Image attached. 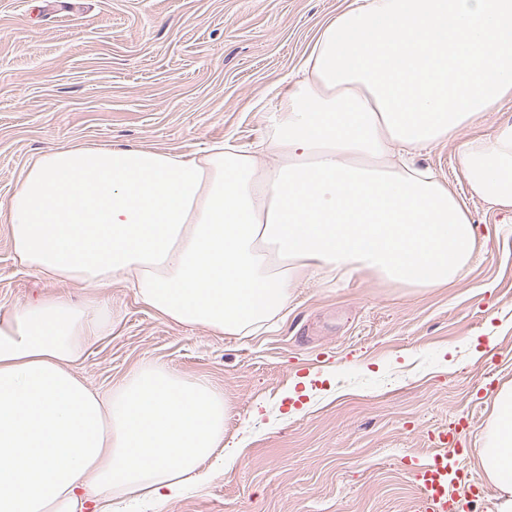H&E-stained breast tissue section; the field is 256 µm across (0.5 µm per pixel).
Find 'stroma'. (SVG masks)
Listing matches in <instances>:
<instances>
[{"mask_svg": "<svg viewBox=\"0 0 512 512\" xmlns=\"http://www.w3.org/2000/svg\"><path fill=\"white\" fill-rule=\"evenodd\" d=\"M354 0H0V206L28 162L62 145H132L190 154L265 138L322 26ZM421 152L462 199L487 248L445 288H401L337 273L295 289L255 336H219L157 316L113 284L112 332L79 364L109 390L145 361L220 385L234 460L161 512H409L405 468L431 434L471 420L477 448L492 411L486 376L512 382V219L473 195L461 142ZM48 285L19 266L0 217V306Z\"/></svg>", "mask_w": 512, "mask_h": 512, "instance_id": "obj_1", "label": "stroma"}]
</instances>
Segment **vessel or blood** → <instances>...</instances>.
<instances>
[{
    "label": "vessel or blood",
    "instance_id": "obj_1",
    "mask_svg": "<svg viewBox=\"0 0 512 512\" xmlns=\"http://www.w3.org/2000/svg\"><path fill=\"white\" fill-rule=\"evenodd\" d=\"M466 425L461 418L438 431L433 437L436 451L411 467L418 489L412 512H462L463 498L478 495L479 485L466 471L464 451L459 447Z\"/></svg>",
    "mask_w": 512,
    "mask_h": 512
}]
</instances>
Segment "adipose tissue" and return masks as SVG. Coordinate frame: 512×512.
Here are the masks:
<instances>
[{
	"label": "adipose tissue",
	"instance_id": "1",
	"mask_svg": "<svg viewBox=\"0 0 512 512\" xmlns=\"http://www.w3.org/2000/svg\"><path fill=\"white\" fill-rule=\"evenodd\" d=\"M266 146L192 155L137 146L40 153L5 204L20 264L87 287L0 306V512L162 505L224 450V391L147 362L107 392L77 374L112 329L102 289L130 284L178 326L251 336L292 291L336 272L444 288L478 235L416 150L512 104V0H355L325 24ZM470 191L512 216V119L458 149ZM474 458L512 512V383L496 391Z\"/></svg>",
	"mask_w": 512,
	"mask_h": 512
}]
</instances>
